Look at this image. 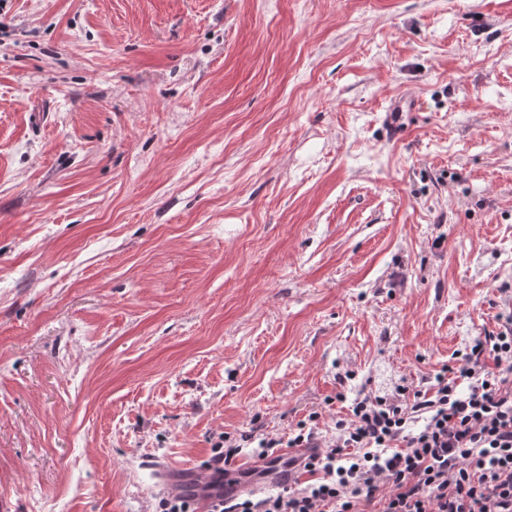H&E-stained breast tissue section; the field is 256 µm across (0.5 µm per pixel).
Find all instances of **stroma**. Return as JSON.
<instances>
[{
  "instance_id": "1",
  "label": "stroma",
  "mask_w": 512,
  "mask_h": 512,
  "mask_svg": "<svg viewBox=\"0 0 512 512\" xmlns=\"http://www.w3.org/2000/svg\"><path fill=\"white\" fill-rule=\"evenodd\" d=\"M511 318L512 0H0V512H152Z\"/></svg>"
}]
</instances>
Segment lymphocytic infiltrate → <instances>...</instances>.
<instances>
[{
    "label": "lymphocytic infiltrate",
    "instance_id": "1",
    "mask_svg": "<svg viewBox=\"0 0 512 512\" xmlns=\"http://www.w3.org/2000/svg\"><path fill=\"white\" fill-rule=\"evenodd\" d=\"M255 477L304 472L303 486L219 500L214 512H512V323L474 338L427 390L360 394L330 440L248 435ZM293 448L291 456L277 448Z\"/></svg>",
    "mask_w": 512,
    "mask_h": 512
}]
</instances>
